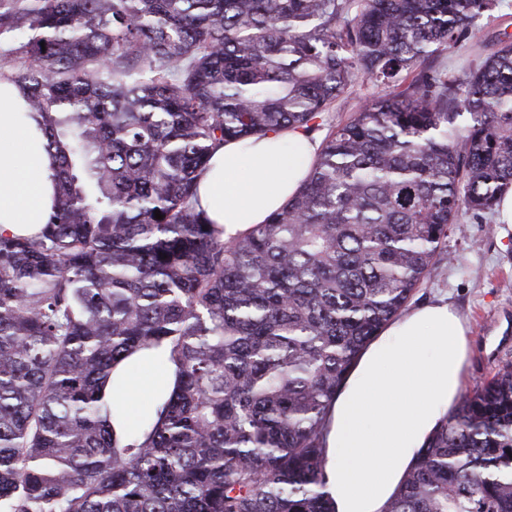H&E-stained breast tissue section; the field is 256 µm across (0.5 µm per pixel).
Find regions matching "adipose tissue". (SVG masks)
<instances>
[{"label":"adipose tissue","instance_id":"obj_1","mask_svg":"<svg viewBox=\"0 0 512 512\" xmlns=\"http://www.w3.org/2000/svg\"><path fill=\"white\" fill-rule=\"evenodd\" d=\"M320 148L298 128L218 147L198 180L197 205L225 235L266 223L303 184ZM56 163L23 90L0 78V231L40 233L53 207ZM466 317L438 299L395 317L361 353L333 400L323 432L332 512H385L420 448L464 386ZM174 388V367L142 351L119 364L105 393L125 404L112 429L126 438Z\"/></svg>","mask_w":512,"mask_h":512}]
</instances>
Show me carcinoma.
Returning a JSON list of instances; mask_svg holds the SVG:
<instances>
[{
  "label": "carcinoma",
  "instance_id": "obj_1",
  "mask_svg": "<svg viewBox=\"0 0 512 512\" xmlns=\"http://www.w3.org/2000/svg\"><path fill=\"white\" fill-rule=\"evenodd\" d=\"M496 6L0 0V77L57 161L41 233L0 234V512H331L342 381L452 224L512 186V37L462 75L439 61ZM365 78L384 93L327 125ZM325 125L267 223L226 238L196 210L217 147ZM142 350L177 388L121 442L103 388ZM386 512H512V363Z\"/></svg>",
  "mask_w": 512,
  "mask_h": 512
}]
</instances>
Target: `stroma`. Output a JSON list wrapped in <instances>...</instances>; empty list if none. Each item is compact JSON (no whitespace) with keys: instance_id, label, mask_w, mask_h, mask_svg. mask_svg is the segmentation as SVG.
<instances>
[{"instance_id":"35a3bbf8","label":"stroma","mask_w":512,"mask_h":512,"mask_svg":"<svg viewBox=\"0 0 512 512\" xmlns=\"http://www.w3.org/2000/svg\"><path fill=\"white\" fill-rule=\"evenodd\" d=\"M494 217L470 213L453 224L448 258L431 268L410 300L416 306L442 297L469 316L468 390L512 363V225Z\"/></svg>"}]
</instances>
